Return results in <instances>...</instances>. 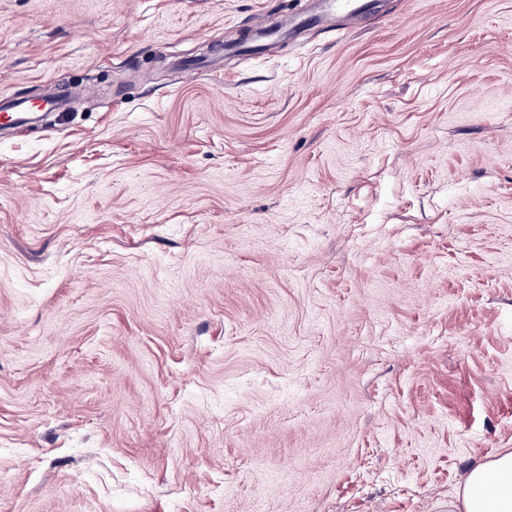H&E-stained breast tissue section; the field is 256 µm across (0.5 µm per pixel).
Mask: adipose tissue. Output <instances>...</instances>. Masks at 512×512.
Wrapping results in <instances>:
<instances>
[{
  "mask_svg": "<svg viewBox=\"0 0 512 512\" xmlns=\"http://www.w3.org/2000/svg\"><path fill=\"white\" fill-rule=\"evenodd\" d=\"M448 512H512V451L473 467Z\"/></svg>",
  "mask_w": 512,
  "mask_h": 512,
  "instance_id": "adipose-tissue-1",
  "label": "adipose tissue"
}]
</instances>
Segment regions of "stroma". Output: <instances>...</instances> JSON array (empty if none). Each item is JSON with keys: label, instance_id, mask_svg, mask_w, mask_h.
<instances>
[{"label": "stroma", "instance_id": "stroma-1", "mask_svg": "<svg viewBox=\"0 0 512 512\" xmlns=\"http://www.w3.org/2000/svg\"><path fill=\"white\" fill-rule=\"evenodd\" d=\"M0 0V512H448L512 451V0ZM195 63L185 75L184 63ZM377 0H326L324 3V11L327 16H319L313 18L308 15H292L290 16L293 20V27L296 30H302L308 27L312 22L321 24H330L327 28L332 27L330 19L333 16H359L367 13L373 8H378ZM66 104L62 98L46 99L36 103H13L5 105L2 101L0 106V129L2 131L23 124L24 114H33L38 112H60Z\"/></svg>", "mask_w": 512, "mask_h": 512}]
</instances>
